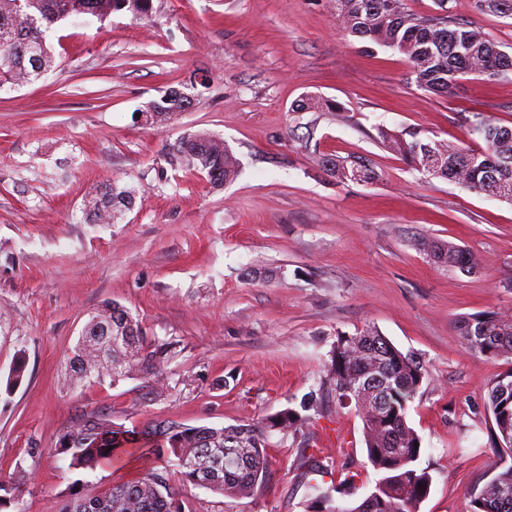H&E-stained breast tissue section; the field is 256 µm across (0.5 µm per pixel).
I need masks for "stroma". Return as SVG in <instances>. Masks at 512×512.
I'll list each match as a JSON object with an SVG mask.
<instances>
[{
	"label": "stroma",
	"instance_id": "obj_1",
	"mask_svg": "<svg viewBox=\"0 0 512 512\" xmlns=\"http://www.w3.org/2000/svg\"><path fill=\"white\" fill-rule=\"evenodd\" d=\"M153 5L149 19L61 21L47 34L52 70L0 91V482L20 487L0 512H51L71 493L164 469L130 459L68 470L58 438L88 414L141 432L168 421L260 425L310 392L317 412L300 435L269 433L252 496L174 478L182 512H308L315 484L339 507L365 498L378 474L326 366L338 334L369 326L430 376L408 412L433 478L419 512H470V490L498 457L488 384L508 365L470 355L455 321L512 316V203L410 169L378 131L464 141L472 111L512 127V76L425 93L399 54L363 52L329 0ZM448 8L512 51L511 17L475 0ZM168 89L190 108L146 124L142 112ZM307 96L340 103L346 121L295 111ZM193 132L223 138L239 161L233 180L214 188L168 169L167 146ZM319 155L365 158L379 177L336 182L314 168ZM113 179L136 189L133 209L90 223L89 188ZM421 237L466 247L477 269L435 263ZM110 301L149 340L172 343L163 380L71 391V351Z\"/></svg>",
	"mask_w": 512,
	"mask_h": 512
}]
</instances>
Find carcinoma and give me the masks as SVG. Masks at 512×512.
I'll use <instances>...</instances> for the list:
<instances>
[{
    "label": "carcinoma",
    "mask_w": 512,
    "mask_h": 512,
    "mask_svg": "<svg viewBox=\"0 0 512 512\" xmlns=\"http://www.w3.org/2000/svg\"><path fill=\"white\" fill-rule=\"evenodd\" d=\"M476 2L483 13L512 15V0ZM436 5V14L420 16L408 0H330L336 22L362 42L363 51L374 53L379 47L401 54L409 65L410 82L424 92L449 96L462 76L493 81L512 73L511 54L477 27L448 19V0H436ZM120 11L149 18L153 0H0V90L29 83L52 67L53 54L45 40V29L52 24L79 16L103 22ZM190 105L187 96L171 90L152 102L142 117L163 122ZM296 110L338 113L342 107L310 96ZM468 129L483 146L474 149L461 141L436 137L422 140L410 131L399 136L381 130L379 138L415 169L511 202L512 128L474 112ZM166 161L176 170L205 176L215 186L232 179L239 167L224 141L204 132L187 133L169 145ZM315 163L338 183L368 184L377 177L373 168L348 157H320ZM134 202L135 190L114 180L95 189L85 207L93 221L110 224L115 216L131 210ZM417 246L450 267L468 272L476 266L473 254L453 242L423 237ZM101 310L112 311L111 329L105 336L79 339L70 357L69 386L78 390L106 380L113 384L131 373L160 383L171 347L146 342L139 322L124 306L107 302ZM457 328L469 353L512 365L511 318L483 311L460 317ZM327 376L336 405L352 404L360 415L367 459L379 479L370 493L369 507L363 501L339 508L333 505L329 491L315 488L317 512H418L429 495L432 476L417 466L421 447L414 443L422 439L408 424L407 415L409 404L428 381L426 368L377 329L366 327L353 335L338 336ZM488 398L498 455L512 456V444L505 441L507 436L512 438V368L491 381ZM315 409L317 399L309 394L299 408L281 411L263 427H186L172 422L155 429L149 442L101 415L90 414L60 436L57 451L68 457V468L94 470L133 456L162 458L168 468L139 480L115 483L90 497L74 493L56 512H179L169 487L173 475L202 483L215 493L249 496L267 470L268 431L287 432L302 423L303 413ZM492 471L489 480L470 492V512H512V465L506 467L499 460Z\"/></svg>",
    "instance_id": "obj_1"
}]
</instances>
